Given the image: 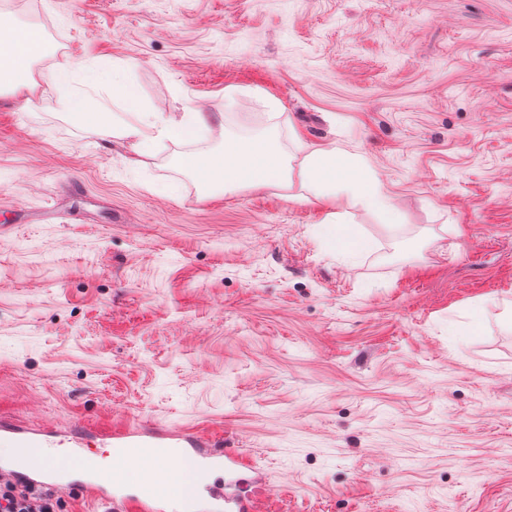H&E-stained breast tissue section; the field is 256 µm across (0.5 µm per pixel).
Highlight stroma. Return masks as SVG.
<instances>
[{
    "label": "stroma",
    "mask_w": 512,
    "mask_h": 512,
    "mask_svg": "<svg viewBox=\"0 0 512 512\" xmlns=\"http://www.w3.org/2000/svg\"><path fill=\"white\" fill-rule=\"evenodd\" d=\"M1 12L42 48L0 92V416L196 427L260 469L255 512H512V0ZM63 60L213 121L134 156L64 111ZM228 133L361 157L397 223L337 196L375 244L347 262L299 177L202 191L180 160Z\"/></svg>",
    "instance_id": "stroma-1"
}]
</instances>
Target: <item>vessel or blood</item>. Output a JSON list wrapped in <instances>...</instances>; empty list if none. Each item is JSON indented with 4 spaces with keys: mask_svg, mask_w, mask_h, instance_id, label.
<instances>
[{
    "mask_svg": "<svg viewBox=\"0 0 512 512\" xmlns=\"http://www.w3.org/2000/svg\"><path fill=\"white\" fill-rule=\"evenodd\" d=\"M92 437L122 464L133 465L144 455L162 463V483L129 485L96 474L85 453ZM0 441L20 451L0 464V474L18 486L49 492L70 478L89 489L104 512H253L251 489L262 481L238 449L189 427L136 421L94 434L79 421L52 428L0 417ZM173 457L181 458V467H168Z\"/></svg>",
    "mask_w": 512,
    "mask_h": 512,
    "instance_id": "obj_1",
    "label": "vessel or blood"
}]
</instances>
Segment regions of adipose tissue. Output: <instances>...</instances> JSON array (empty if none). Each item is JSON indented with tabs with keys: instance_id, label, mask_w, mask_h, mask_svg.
Returning <instances> with one entry per match:
<instances>
[{
	"instance_id": "ef3b65f1",
	"label": "adipose tissue",
	"mask_w": 512,
	"mask_h": 512,
	"mask_svg": "<svg viewBox=\"0 0 512 512\" xmlns=\"http://www.w3.org/2000/svg\"><path fill=\"white\" fill-rule=\"evenodd\" d=\"M34 37L5 19H0V90L17 87L26 73ZM54 79L62 92H69L74 84L89 88L79 109L102 119V132L126 140L132 150L145 154L152 144L172 133L183 139H193L208 127L209 113L193 111L180 118L156 116L146 120L138 111L137 94L119 68L93 66L84 62H69L60 66ZM109 89L132 110L131 120L108 124L103 102L94 97L93 89ZM292 150H285L269 138L251 140L225 138L223 146L214 153L204 152L183 158L182 164L201 184L219 192H233L241 187H263L289 182L292 174H299L309 196L324 204L327 212L322 220L325 239L347 260L355 261L371 252L373 242L364 237L344 214L333 211L338 193H346L374 212L386 224L394 223L396 210L380 181L359 164L336 150L314 149L304 151L300 137H293ZM303 151L301 162H294V151Z\"/></svg>"
}]
</instances>
